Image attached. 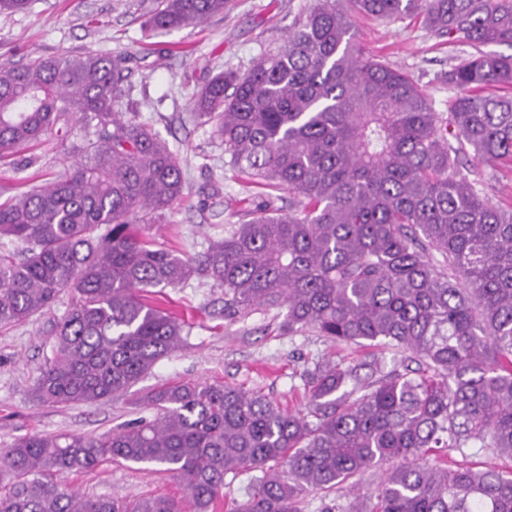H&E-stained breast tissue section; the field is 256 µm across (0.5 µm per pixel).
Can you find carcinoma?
<instances>
[{
  "label": "carcinoma",
  "instance_id": "carcinoma-1",
  "mask_svg": "<svg viewBox=\"0 0 512 512\" xmlns=\"http://www.w3.org/2000/svg\"><path fill=\"white\" fill-rule=\"evenodd\" d=\"M225 0H159L154 29L195 27ZM418 17L475 52L448 70L437 112L408 72L363 54L353 14ZM512 0H311L284 43L197 93L228 165L271 190L204 255L143 232L184 196L169 143L134 112L125 57L88 51L0 63V159L56 138L64 175L0 202V328L71 302L34 394L96 403L135 386L183 343L185 324L143 293L195 277L224 289V319L283 310L282 329L379 349L307 371L305 410L259 391L174 383L154 413L103 436L23 437L0 449V512H214L224 479L255 472L228 512H303L343 490L344 512H512V471L455 466L438 448L512 460V206H496L469 159L512 162ZM473 178H468L464 170ZM279 191L292 199L277 205ZM415 369L386 370L385 353ZM147 463L186 495L87 497L60 480L101 463ZM382 467L378 481L365 476Z\"/></svg>",
  "mask_w": 512,
  "mask_h": 512
}]
</instances>
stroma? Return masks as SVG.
Instances as JSON below:
<instances>
[{"mask_svg": "<svg viewBox=\"0 0 512 512\" xmlns=\"http://www.w3.org/2000/svg\"><path fill=\"white\" fill-rule=\"evenodd\" d=\"M309 2L227 0L223 14L197 27L153 31L143 24L152 0H30L26 11L0 15V60L87 51L127 55L129 99L142 121L175 150L187 184L184 198L148 232L158 243L198 255L223 235L225 225L237 223V210L253 207L260 195L244 194L225 162L223 144L211 125L197 118L193 97L213 75L246 71L260 54L280 45ZM352 25L367 55L406 70L426 87L435 111H447L455 95L448 71L471 54L470 46L448 43L415 22L356 15ZM74 159L53 139L11 154L0 165V200L65 173ZM164 297L189 324V335L126 395L95 404L44 405L34 395V379L52 354L53 328L67 300L32 321L0 329V448L31 435L110 432L142 417L136 404L140 390L166 382L238 386L297 410L306 402L303 374L314 362L330 358L347 365L363 355L357 345H337L310 331L282 334L278 320L259 310L226 321L223 289L197 279L165 289ZM66 481L89 497L184 493L168 474L131 463L106 462L69 474Z\"/></svg>", "mask_w": 512, "mask_h": 512, "instance_id": "1", "label": "stroma"}]
</instances>
